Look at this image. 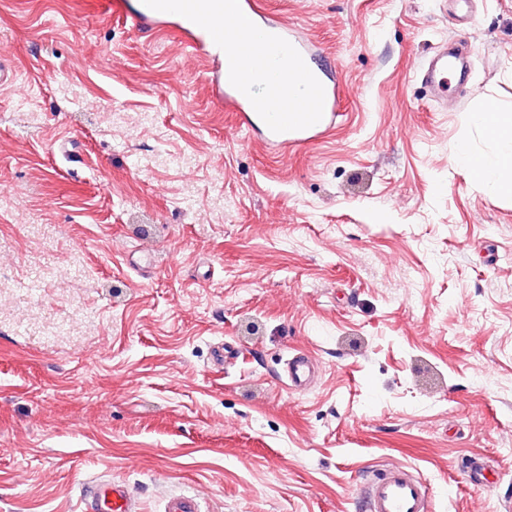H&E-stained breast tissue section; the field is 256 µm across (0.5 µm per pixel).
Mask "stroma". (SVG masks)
I'll return each mask as SVG.
<instances>
[{
	"instance_id": "1",
	"label": "stroma",
	"mask_w": 512,
	"mask_h": 512,
	"mask_svg": "<svg viewBox=\"0 0 512 512\" xmlns=\"http://www.w3.org/2000/svg\"><path fill=\"white\" fill-rule=\"evenodd\" d=\"M119 2L0 0V512H81L107 477L140 512H359L392 464L432 512H507L512 200L456 150L502 148L471 114L512 107V0H259L339 85L335 128L285 150L176 18ZM458 36L445 110L417 73ZM314 367L308 356L296 354L288 361V387L293 391H302L313 375Z\"/></svg>"
}]
</instances>
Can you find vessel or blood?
<instances>
[{
	"mask_svg": "<svg viewBox=\"0 0 512 512\" xmlns=\"http://www.w3.org/2000/svg\"><path fill=\"white\" fill-rule=\"evenodd\" d=\"M204 7L229 23L254 20L257 14L256 0H141L138 20L147 23L179 15L180 31L190 46L207 48L217 64L219 100L241 112L245 127L262 122L273 146L285 149L335 126L336 86L316 64L314 45L305 34L288 24L263 20L254 29L263 50V62L256 66L234 39L214 28L196 27L195 17ZM420 74L442 104L453 106L462 100V93L448 91L449 79H456L460 86L467 83L462 56L436 53ZM313 372L307 355H294L288 362L289 388L304 390ZM362 507L364 512H429V488L412 467L392 465L366 482ZM84 512H138V507L129 486L104 479L91 485Z\"/></svg>",
	"mask_w": 512,
	"mask_h": 512,
	"instance_id": "1",
	"label": "vessel or blood"
}]
</instances>
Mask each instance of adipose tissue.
Returning <instances> with one entry per match:
<instances>
[{
    "instance_id": "adipose-tissue-1",
    "label": "adipose tissue",
    "mask_w": 512,
    "mask_h": 512,
    "mask_svg": "<svg viewBox=\"0 0 512 512\" xmlns=\"http://www.w3.org/2000/svg\"><path fill=\"white\" fill-rule=\"evenodd\" d=\"M472 120L478 128L504 143L500 152L475 156L468 148H460L457 160L488 190L497 196H512V113L490 105L474 113Z\"/></svg>"
}]
</instances>
